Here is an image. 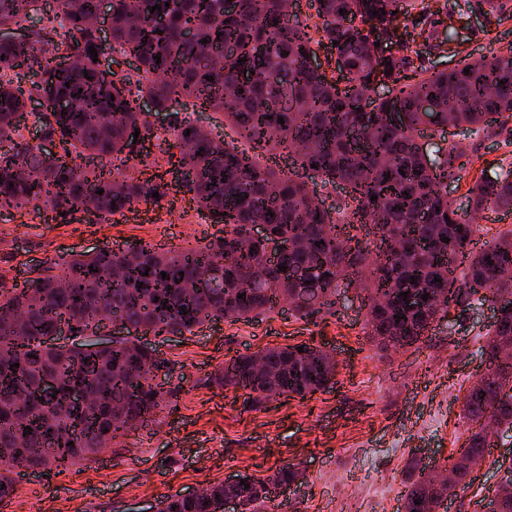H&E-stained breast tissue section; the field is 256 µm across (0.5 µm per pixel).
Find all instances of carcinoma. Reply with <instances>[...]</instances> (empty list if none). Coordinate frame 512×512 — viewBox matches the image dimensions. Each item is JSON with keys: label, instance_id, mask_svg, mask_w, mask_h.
Segmentation results:
<instances>
[{"label": "carcinoma", "instance_id": "cac0c4a2", "mask_svg": "<svg viewBox=\"0 0 512 512\" xmlns=\"http://www.w3.org/2000/svg\"><path fill=\"white\" fill-rule=\"evenodd\" d=\"M102 2L56 0L47 25L31 30L30 41H0V144L9 147L0 153V210L40 202L52 212L82 210L100 221L142 202L161 204L169 193L161 176L141 171L119 180L104 165L131 150L129 131L140 130L143 141L155 137L149 113L140 107L145 97L158 111L184 96L224 113L251 152L171 113L174 142L163 152L179 150L188 191L201 210L224 221V237L176 250L134 244L80 255L59 273L42 269L22 289L0 287V501L14 495L17 469L45 468L49 457L58 468L91 460L166 401L169 391L155 377L167 363L139 336L182 335L211 321L249 320L281 301L308 318L315 312L306 295L321 308L330 305L339 281L366 256L339 238L334 214L346 209L320 207L317 191L302 181L300 171L313 164L323 186L351 187L357 205L349 218L373 225L379 237L366 283L370 335L407 347L438 316L480 291L488 301L512 304V278H503L512 272V230L467 254L474 225L441 192L447 181L463 179L466 152L451 145L431 159L418 141L428 125L451 121L479 132L492 122H511L512 49L431 73L408 53L379 56L363 22L396 27L416 8L415 0H313V25L291 12L288 0H235L230 12L224 0H109V49L137 61L136 74L124 76L119 88L114 72L88 51L93 46L103 54L91 29ZM157 4L161 10H152ZM485 5L498 21L512 19V0ZM36 7L37 0H0V28L31 23ZM472 8V0L422 7L429 20L425 39L433 38L438 16L461 17ZM48 29L62 30L65 38H45ZM317 33L322 39L314 38ZM38 44L51 46L55 57L76 60L45 64ZM322 44L347 54V74L329 78L308 65L314 46ZM157 54L159 61L153 59ZM377 65L389 71V86L385 96L374 98L368 78ZM22 67L35 77L28 90L15 82ZM36 96L57 102L38 116L46 136L57 139V156H47L22 133L28 102ZM427 101L434 111H422ZM395 105L400 125L385 117ZM290 148L295 171L257 161ZM468 194L478 211L512 212V168L493 177L481 174ZM250 224L266 225L268 238L288 243V250L273 255L265 241L244 242ZM460 259L469 263L458 277ZM103 314L127 335L102 349L44 344L63 322L96 333ZM508 344L512 307L504 306L481 346L486 370L463 396L471 429L464 450L448 458L453 482L435 485L418 462H410L400 512H440L472 482L470 461L490 448L489 429L512 427V358L500 357ZM263 353L264 373L254 374L252 356L241 355L212 382L243 391L252 407L270 396L304 399L335 384L336 362L318 346ZM48 376L56 389L41 388ZM239 478L244 483H216L196 498L163 496L158 512H224L229 498L240 512H266L272 488L300 481L301 473L286 465L263 478Z\"/></svg>", "mask_w": 512, "mask_h": 512}]
</instances>
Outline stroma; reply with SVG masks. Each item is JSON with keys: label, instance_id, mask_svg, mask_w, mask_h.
<instances>
[{"label": "stroma", "instance_id": "1", "mask_svg": "<svg viewBox=\"0 0 512 512\" xmlns=\"http://www.w3.org/2000/svg\"><path fill=\"white\" fill-rule=\"evenodd\" d=\"M449 30L476 56L512 48V20L500 23L477 10L438 28L442 34ZM174 111L246 149L223 113L201 110L189 97L173 101L170 112L151 113L153 128L167 127ZM423 141L459 144L469 152L466 175L460 184H449L448 201L477 227L470 250L511 231L512 212H474L468 188L481 172L512 164V131L494 127L475 135L450 127ZM160 166L175 182L169 200L140 204L107 223L93 222L83 211L48 224L31 211L0 213V282H27L76 254L160 240L204 245L223 236V222L199 211L191 193L179 187L176 159H161ZM365 303L355 280L340 285L332 306L307 320L282 304L246 322L221 320L184 335H147L168 363L157 380L171 398L95 462L38 473L31 485L17 482L10 512H155L162 495L185 494L237 474L265 477L289 463L303 473L300 489L270 502L269 512H398L407 464L446 463L465 440L470 423L463 395L485 368L480 347L496 306L472 301L460 316L435 320L421 341L398 350L369 336ZM302 342L335 357L333 388L303 400L273 397L250 408L241 392L209 382L237 356ZM511 465L512 437L498 439L448 512H485L489 491Z\"/></svg>", "mask_w": 512, "mask_h": 512}]
</instances>
